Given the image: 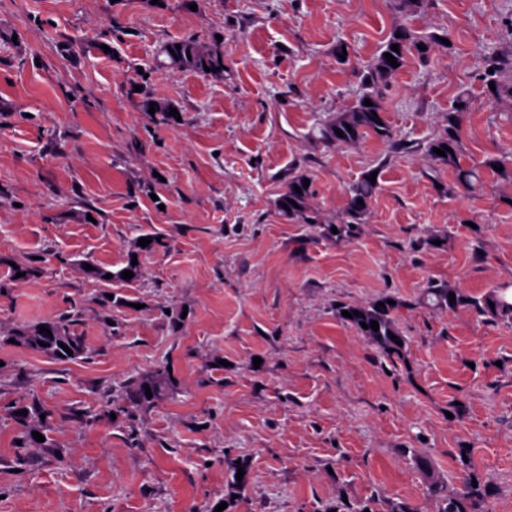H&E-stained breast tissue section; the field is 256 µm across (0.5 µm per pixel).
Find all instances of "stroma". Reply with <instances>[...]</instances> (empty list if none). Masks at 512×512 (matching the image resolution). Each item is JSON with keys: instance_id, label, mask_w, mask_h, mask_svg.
Returning <instances> with one entry per match:
<instances>
[{"instance_id": "35a3bbf8", "label": "stroma", "mask_w": 512, "mask_h": 512, "mask_svg": "<svg viewBox=\"0 0 512 512\" xmlns=\"http://www.w3.org/2000/svg\"><path fill=\"white\" fill-rule=\"evenodd\" d=\"M400 24L453 43L383 92L410 152L317 139ZM188 38L222 45L223 75L157 66ZM511 46L512 0L415 15L394 0H0V512H436L430 488L457 490L464 455L487 508L512 512V319L423 299L512 285V181L443 196L422 150L467 88L468 161L512 151V104L480 81ZM146 93L179 120L144 112ZM372 168L368 217L336 236L347 185ZM297 173L321 224L275 207ZM146 235L162 246L138 252ZM132 254L128 284L83 270ZM29 263L42 276L16 277ZM109 292L122 305H102ZM385 297L401 304L394 362L337 313ZM64 316L78 359L11 340ZM160 364L168 396L110 416L113 385ZM34 400L48 443L19 464L5 408Z\"/></svg>"}]
</instances>
